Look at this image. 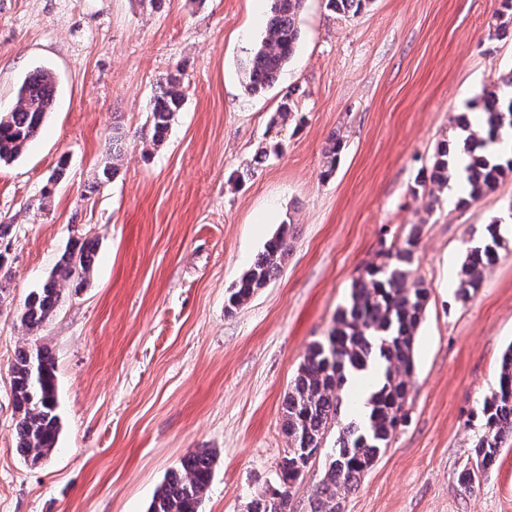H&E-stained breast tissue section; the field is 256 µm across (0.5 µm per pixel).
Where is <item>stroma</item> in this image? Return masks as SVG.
<instances>
[{"label":"stroma","instance_id":"stroma-1","mask_svg":"<svg viewBox=\"0 0 512 512\" xmlns=\"http://www.w3.org/2000/svg\"><path fill=\"white\" fill-rule=\"evenodd\" d=\"M271 5L0 0V112L34 70L57 81L40 133L0 165V224L15 229L0 305V512H147L202 448L215 463L200 512H249L279 486L283 401L308 346L413 224L414 275L429 288L414 385L341 512H512V440L479 484L457 480L512 345V173L465 207L460 176L434 205L420 188L438 143L464 142L453 116L512 72L500 0H371L354 16L305 0L294 56L251 94L244 70ZM176 69L184 105L144 154L151 101ZM286 95L298 117L273 123ZM116 135L122 159L104 182ZM275 143L281 154L242 176ZM492 222L504 246L461 300L467 249ZM282 231L279 272L229 308L231 288ZM80 234L97 243L87 282L27 332L26 297ZM35 345L54 357L60 433L33 465L17 450L10 367Z\"/></svg>","mask_w":512,"mask_h":512}]
</instances>
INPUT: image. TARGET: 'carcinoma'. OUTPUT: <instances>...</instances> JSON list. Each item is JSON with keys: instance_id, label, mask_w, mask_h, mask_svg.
Wrapping results in <instances>:
<instances>
[{"instance_id": "1", "label": "carcinoma", "mask_w": 512, "mask_h": 512, "mask_svg": "<svg viewBox=\"0 0 512 512\" xmlns=\"http://www.w3.org/2000/svg\"><path fill=\"white\" fill-rule=\"evenodd\" d=\"M371 0H328L329 7L343 14H358ZM304 0H272L263 40L245 69V88L251 94L272 86L288 65L300 39L299 17ZM56 80L46 69H38L19 85L14 106L0 113V164L14 161L39 134L46 114L52 111ZM184 102L180 73H170L153 99L151 138L148 146L163 142L171 121ZM454 121L466 133L465 145L471 162L467 167L466 207L492 190L512 172V158L496 154L490 147L502 142L512 129V71L502 78V87L483 97L481 122L472 126L463 117ZM454 172L448 141H441L433 156L429 182L422 185L429 205H434ZM287 229L272 238L251 264L229 296V307L246 303L279 271L287 251ZM420 227L411 225L403 237L382 250L385 261L367 267L355 279L349 304L338 311L334 326L321 341L307 350L293 380L284 407V429L288 455L279 464L280 484L297 481L315 455L327 458L321 487L311 501V512H340L339 496L357 486L382 449L404 420L414 374V342L429 297V288L412 278ZM501 248L497 225L486 228L479 244L467 252L457 289L466 300L482 282L484 271L498 259ZM95 241L77 237L56 261L41 288L25 300L22 325L39 327L55 310L62 291L80 286L91 272ZM372 361L382 362V385L372 394L371 411L363 426L352 425L336 439V447L325 448L328 433L340 424L342 411L352 407L343 387L345 371L364 370ZM12 396L18 448L33 464L55 448L59 434L54 359L46 347L21 351L13 362ZM512 345L502 355L498 384L482 409V434L475 445L476 465L459 473L464 485L480 482L487 475L500 448L512 439ZM215 455L201 450L185 456L180 468L171 472L156 490L147 512H199L213 477ZM288 491L260 494L252 512H288Z\"/></svg>"}]
</instances>
